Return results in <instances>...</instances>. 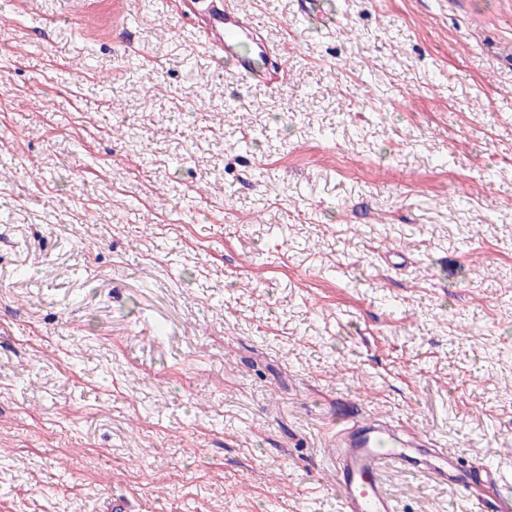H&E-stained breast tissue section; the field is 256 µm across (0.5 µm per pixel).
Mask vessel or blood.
<instances>
[{
    "label": "vessel or blood",
    "instance_id": "1",
    "mask_svg": "<svg viewBox=\"0 0 512 512\" xmlns=\"http://www.w3.org/2000/svg\"><path fill=\"white\" fill-rule=\"evenodd\" d=\"M209 24L203 32L206 42L220 50L235 76L244 82H268L265 58L270 47L255 42L252 32L256 23L240 11L234 0L209 6ZM336 463V484L345 512H395L383 490L381 472L386 463L424 472L438 480L472 491L495 485V472L487 465L473 469L458 468L455 456L439 454L430 459L424 449L401 448L393 431L380 424L353 425L332 444Z\"/></svg>",
    "mask_w": 512,
    "mask_h": 512
}]
</instances>
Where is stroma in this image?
<instances>
[{"label": "stroma", "mask_w": 512, "mask_h": 512, "mask_svg": "<svg viewBox=\"0 0 512 512\" xmlns=\"http://www.w3.org/2000/svg\"><path fill=\"white\" fill-rule=\"evenodd\" d=\"M328 3L237 0L270 86L175 0H0V512H344L352 419L512 488V0Z\"/></svg>", "instance_id": "stroma-1"}]
</instances>
